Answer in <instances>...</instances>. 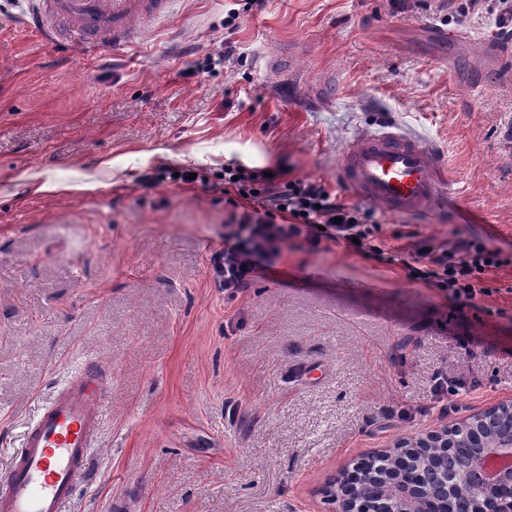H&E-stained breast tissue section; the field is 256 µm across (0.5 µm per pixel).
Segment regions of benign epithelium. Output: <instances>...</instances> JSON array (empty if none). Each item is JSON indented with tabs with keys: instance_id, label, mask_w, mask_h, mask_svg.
Wrapping results in <instances>:
<instances>
[{
	"instance_id": "1",
	"label": "benign epithelium",
	"mask_w": 512,
	"mask_h": 512,
	"mask_svg": "<svg viewBox=\"0 0 512 512\" xmlns=\"http://www.w3.org/2000/svg\"><path fill=\"white\" fill-rule=\"evenodd\" d=\"M470 449L460 474L448 480V459ZM493 458L512 459V401L401 436L352 460L322 489L338 512H512V466L476 482Z\"/></svg>"
}]
</instances>
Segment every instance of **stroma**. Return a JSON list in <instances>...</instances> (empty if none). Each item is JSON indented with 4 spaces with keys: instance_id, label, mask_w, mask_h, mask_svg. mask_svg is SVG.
<instances>
[{
    "instance_id": "obj_1",
    "label": "stroma",
    "mask_w": 512,
    "mask_h": 512,
    "mask_svg": "<svg viewBox=\"0 0 512 512\" xmlns=\"http://www.w3.org/2000/svg\"><path fill=\"white\" fill-rule=\"evenodd\" d=\"M28 3L0 0V182L112 168L93 195L0 189V462L88 357L112 370L109 412L69 512H336L322 489L350 459L512 399V267L456 307L397 268L294 241L230 300L210 266L230 207L170 177L241 164L336 189L340 149L385 118L445 150L454 195L438 216L382 214L383 235L512 253V78L465 80L491 19L449 18L442 0H174L99 60L22 28ZM440 27L469 35L459 68ZM228 41L238 60L205 70ZM272 48L287 76L266 69Z\"/></svg>"
}]
</instances>
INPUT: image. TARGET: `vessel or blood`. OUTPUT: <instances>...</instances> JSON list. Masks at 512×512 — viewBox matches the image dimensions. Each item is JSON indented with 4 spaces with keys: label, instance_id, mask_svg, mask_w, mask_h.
Masks as SVG:
<instances>
[{
    "label": "vessel or blood",
    "instance_id": "obj_1",
    "mask_svg": "<svg viewBox=\"0 0 512 512\" xmlns=\"http://www.w3.org/2000/svg\"><path fill=\"white\" fill-rule=\"evenodd\" d=\"M172 0H33L26 25L90 54L124 47L163 19ZM342 183L391 215H435L448 206V160L430 139L397 127L362 131L338 155ZM109 375L85 361L39 409L20 448L0 467V512H64L88 479L106 413Z\"/></svg>",
    "mask_w": 512,
    "mask_h": 512
}]
</instances>
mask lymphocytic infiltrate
<instances>
[{"label": "lymphocytic infiltrate", "mask_w": 512, "mask_h": 512, "mask_svg": "<svg viewBox=\"0 0 512 512\" xmlns=\"http://www.w3.org/2000/svg\"><path fill=\"white\" fill-rule=\"evenodd\" d=\"M457 15L487 12L495 34L512 42V0H448ZM224 200L230 205L224 247L210 263L228 297L249 288L283 246L303 239L311 249L334 243L348 251L401 268L410 280L446 293L460 306L490 295L491 272L512 266V254L477 239L440 243L426 236L414 245L393 246L374 213L340 198L325 182L263 171L240 164L224 168Z\"/></svg>", "instance_id": "f902f5d3"}]
</instances>
